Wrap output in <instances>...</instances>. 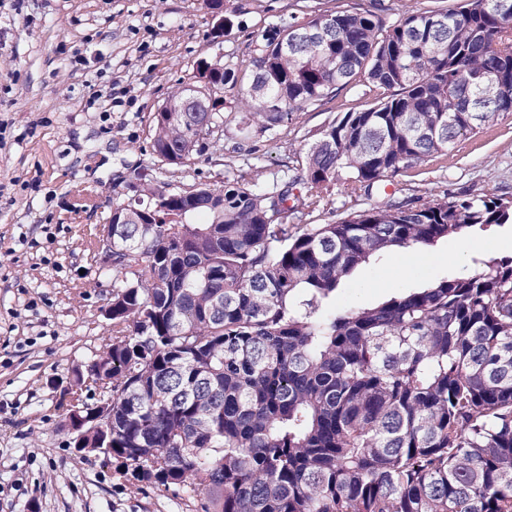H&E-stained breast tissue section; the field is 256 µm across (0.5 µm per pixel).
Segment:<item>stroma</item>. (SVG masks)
Returning a JSON list of instances; mask_svg holds the SVG:
<instances>
[{
  "instance_id": "obj_1",
  "label": "stroma",
  "mask_w": 512,
  "mask_h": 512,
  "mask_svg": "<svg viewBox=\"0 0 512 512\" xmlns=\"http://www.w3.org/2000/svg\"><path fill=\"white\" fill-rule=\"evenodd\" d=\"M431 0H236L216 38L205 0H0V512H194L187 494L135 486L92 454L76 453L66 421L77 372L104 346L112 277L98 252L121 176H159L153 115L199 62L236 65L249 82L262 32L341 8L390 19ZM374 100L355 82L338 101L298 112L273 133L242 138L233 102L206 156L180 167L187 185L236 174L265 185L302 160L340 106ZM512 198V113L459 138L447 155L400 172L353 199L347 177L330 210L289 215L324 224L353 204L444 195ZM451 239L395 251L358 268L336 292L340 307L377 303L470 271Z\"/></svg>"
}]
</instances>
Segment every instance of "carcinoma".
I'll list each match as a JSON object with an SVG mask.
<instances>
[{"instance_id":"cac0c4a2","label":"carcinoma","mask_w":512,"mask_h":512,"mask_svg":"<svg viewBox=\"0 0 512 512\" xmlns=\"http://www.w3.org/2000/svg\"><path fill=\"white\" fill-rule=\"evenodd\" d=\"M512 0H465L388 25L368 12L290 16L262 35L253 80L209 69L202 98H233L245 136L334 99L358 77L375 102L333 119L304 160L259 190L228 177L112 225V336L71 404L112 397L104 458L196 512H512V255L374 305L338 308L360 265L512 224V200L374 204L326 224L341 169L353 193L445 155L512 112ZM273 99L280 111L268 112ZM176 84L152 151L199 158ZM305 194H295L298 185Z\"/></svg>"}]
</instances>
